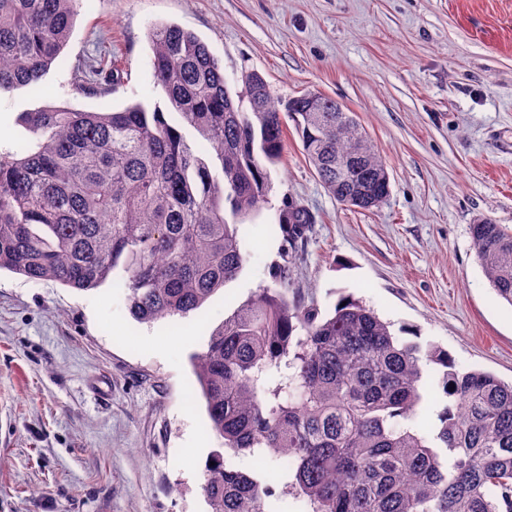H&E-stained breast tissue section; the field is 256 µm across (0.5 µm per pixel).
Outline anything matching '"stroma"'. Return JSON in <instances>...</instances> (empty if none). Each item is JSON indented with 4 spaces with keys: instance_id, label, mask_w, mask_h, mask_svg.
<instances>
[{
    "instance_id": "obj_1",
    "label": "stroma",
    "mask_w": 512,
    "mask_h": 512,
    "mask_svg": "<svg viewBox=\"0 0 512 512\" xmlns=\"http://www.w3.org/2000/svg\"><path fill=\"white\" fill-rule=\"evenodd\" d=\"M196 34L230 89L261 74L276 100L319 91L368 133L389 174L374 211L337 202L295 133L268 165L269 192L239 227L248 260L198 310L143 323L125 290H78L0 271V512H209L211 430L191 357L289 265V294L328 313L363 301L404 339L458 368L512 381V306L490 287L470 226L512 228V0H81L40 87L0 94V155L38 139L19 115L133 103L169 111L151 69L153 27ZM111 92L76 83L92 60ZM314 222L287 248V203ZM115 70L112 67H107L102 62L98 63L97 66L89 65V77H85L87 81L86 85L80 86L81 90L85 94H102L108 93L112 90V85L118 81L117 73L114 74Z\"/></svg>"
}]
</instances>
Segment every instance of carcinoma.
<instances>
[{
    "label": "carcinoma",
    "mask_w": 512,
    "mask_h": 512,
    "mask_svg": "<svg viewBox=\"0 0 512 512\" xmlns=\"http://www.w3.org/2000/svg\"><path fill=\"white\" fill-rule=\"evenodd\" d=\"M78 2L0 0V91L40 85L61 58ZM151 41L153 77L175 119L139 103L21 114L38 145L0 158V269L77 289L117 278L141 322L199 309L246 263L237 225L265 202L259 157H281L289 121L333 198L361 211L386 200L382 157L335 99L306 92L282 104L256 73L234 97L223 63L194 33L164 24ZM89 73L86 94L118 81L101 62ZM312 223L295 203L279 217L293 244ZM470 234L490 286L512 306V230L479 221ZM277 281L241 303L194 356L224 447L206 465L210 512H276L274 485L233 462L268 448L289 450L286 461L271 457L277 481L311 512H512V383L399 340L353 297L319 316L288 299L286 265ZM425 361L438 366L448 402L421 436L412 424Z\"/></svg>",
    "instance_id": "1"
}]
</instances>
